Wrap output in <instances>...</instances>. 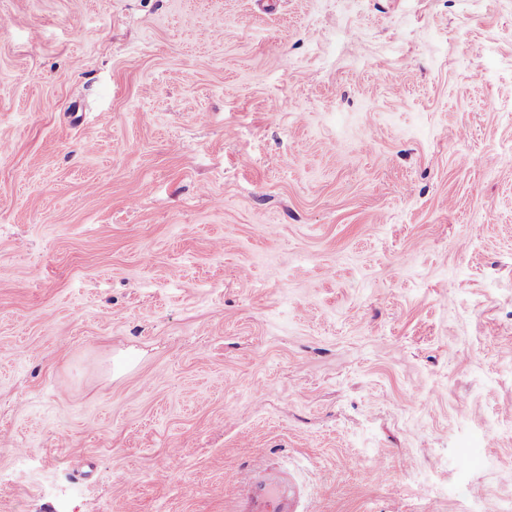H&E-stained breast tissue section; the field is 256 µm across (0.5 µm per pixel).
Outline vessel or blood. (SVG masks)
Masks as SVG:
<instances>
[{"mask_svg":"<svg viewBox=\"0 0 512 512\" xmlns=\"http://www.w3.org/2000/svg\"><path fill=\"white\" fill-rule=\"evenodd\" d=\"M265 457V449H256L252 468L236 477V512H300L299 490L289 484L286 471L267 466Z\"/></svg>","mask_w":512,"mask_h":512,"instance_id":"obj_1","label":"vessel or blood"}]
</instances>
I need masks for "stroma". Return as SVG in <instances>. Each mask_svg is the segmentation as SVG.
Returning a JSON list of instances; mask_svg holds the SVG:
<instances>
[{
	"mask_svg": "<svg viewBox=\"0 0 512 512\" xmlns=\"http://www.w3.org/2000/svg\"><path fill=\"white\" fill-rule=\"evenodd\" d=\"M1 142L0 512L512 496V0H0ZM265 457V449H256L252 468L236 477L235 512H300V491L294 485L288 487V472L270 468Z\"/></svg>",
	"mask_w": 512,
	"mask_h": 512,
	"instance_id": "obj_1",
	"label": "stroma"
}]
</instances>
